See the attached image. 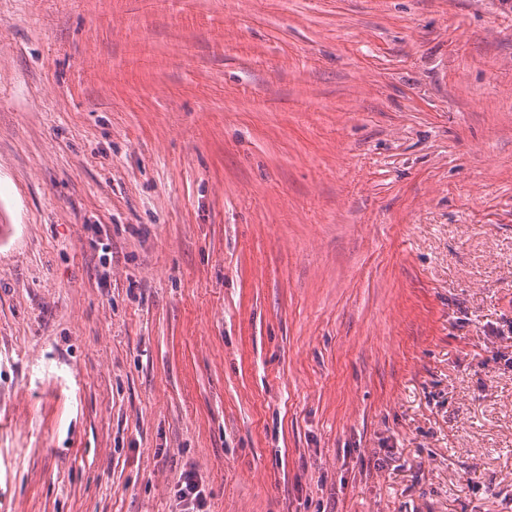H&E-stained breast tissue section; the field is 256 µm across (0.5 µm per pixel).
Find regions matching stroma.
Wrapping results in <instances>:
<instances>
[{
    "label": "stroma",
    "instance_id": "1",
    "mask_svg": "<svg viewBox=\"0 0 512 512\" xmlns=\"http://www.w3.org/2000/svg\"><path fill=\"white\" fill-rule=\"evenodd\" d=\"M512 0H0V512H506ZM175 497L181 505V512H206L207 497L202 485L199 484L195 475L187 473L178 483L175 490Z\"/></svg>",
    "mask_w": 512,
    "mask_h": 512
}]
</instances>
